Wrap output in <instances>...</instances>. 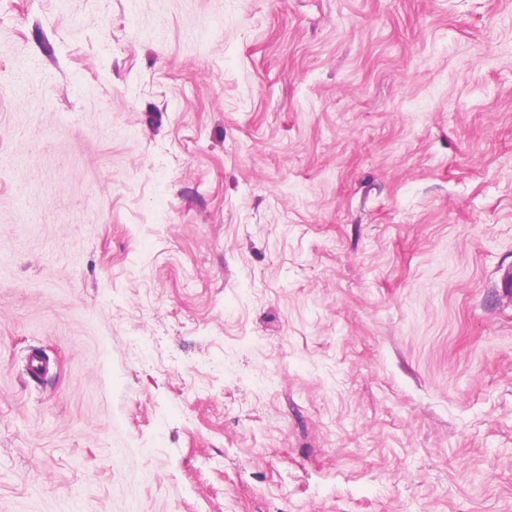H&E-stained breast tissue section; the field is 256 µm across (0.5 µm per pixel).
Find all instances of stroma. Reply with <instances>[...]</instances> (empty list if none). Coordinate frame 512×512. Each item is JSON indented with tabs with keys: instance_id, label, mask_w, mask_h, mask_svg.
Masks as SVG:
<instances>
[{
	"instance_id": "stroma-1",
	"label": "stroma",
	"mask_w": 512,
	"mask_h": 512,
	"mask_svg": "<svg viewBox=\"0 0 512 512\" xmlns=\"http://www.w3.org/2000/svg\"><path fill=\"white\" fill-rule=\"evenodd\" d=\"M507 269L512 0H0V512H512Z\"/></svg>"
}]
</instances>
